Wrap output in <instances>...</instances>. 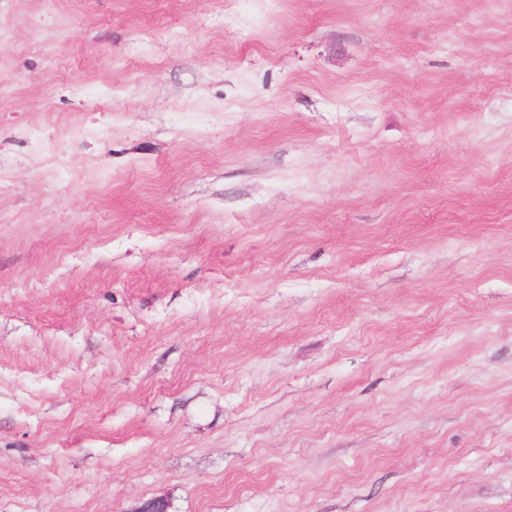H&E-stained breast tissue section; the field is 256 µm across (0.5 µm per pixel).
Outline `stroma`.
<instances>
[{"label": "stroma", "instance_id": "obj_1", "mask_svg": "<svg viewBox=\"0 0 512 512\" xmlns=\"http://www.w3.org/2000/svg\"><path fill=\"white\" fill-rule=\"evenodd\" d=\"M512 512V0H0V512Z\"/></svg>", "mask_w": 512, "mask_h": 512}]
</instances>
